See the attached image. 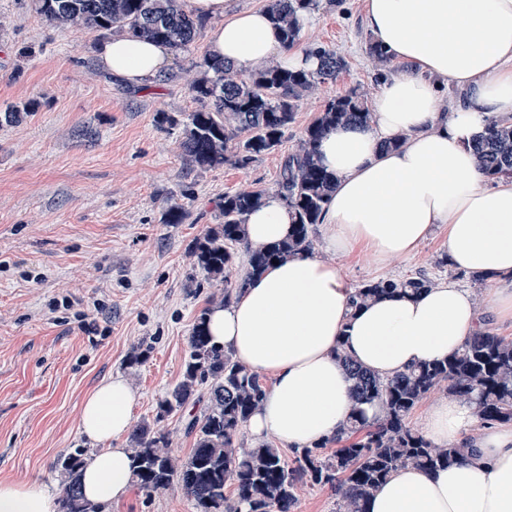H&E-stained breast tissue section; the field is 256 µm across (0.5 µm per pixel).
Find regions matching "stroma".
<instances>
[{
	"mask_svg": "<svg viewBox=\"0 0 512 512\" xmlns=\"http://www.w3.org/2000/svg\"><path fill=\"white\" fill-rule=\"evenodd\" d=\"M216 27L206 21L188 50L171 54V81L131 86L101 70L96 31L51 25L35 0H0V112L33 101L23 122L0 126V479L62 485L58 459L93 451L81 432L86 395L122 375L136 399L133 423L168 436L187 457L184 415L160 416L180 379L192 326L217 286L193 272L190 251L217 224L224 193L278 191L288 151L324 103L358 89L375 100L378 65L368 56L364 0H336L309 14L299 48L321 44L347 69L304 99L279 150L246 167L190 168L179 128L197 103L189 85ZM182 221L168 223L170 207ZM443 228L409 258L378 262L333 255L349 286L417 271L457 281L488 311L495 282L455 277L438 262ZM108 512H195L179 485L130 488Z\"/></svg>",
	"mask_w": 512,
	"mask_h": 512,
	"instance_id": "1",
	"label": "stroma"
}]
</instances>
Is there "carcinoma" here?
I'll return each instance as SVG.
<instances>
[{
	"mask_svg": "<svg viewBox=\"0 0 512 512\" xmlns=\"http://www.w3.org/2000/svg\"><path fill=\"white\" fill-rule=\"evenodd\" d=\"M39 12L56 27L81 32L100 30L159 42L179 52L191 44L204 21L186 11L181 0H38ZM320 0H269L267 10L283 46L300 40L304 16L319 9ZM319 57L318 70H288L273 64L244 75L233 66L206 56L200 77L191 85L199 108L181 120L160 113L159 121L182 126L180 148L186 163L207 171L224 165L245 167L276 150L300 103L318 85L333 82L347 69L345 59L323 45L309 48ZM36 103L0 112V125L21 122ZM372 120L365 94L352 91L327 101L305 128L280 170L278 191L288 205L293 232L272 245L253 247L244 235L247 215L266 197L265 191L241 188L224 193L222 222L196 240L194 265L222 286L212 304H225L259 275L272 260L309 253L313 226L320 223L335 184L320 166V140L345 124ZM481 168L490 179L512 177V122L492 117L488 134L477 147ZM248 253L245 271L235 276L237 248ZM434 281L424 274L383 278L354 288V301L364 305L395 292L418 294ZM207 311L197 317L181 380L160 403L165 415L204 403L200 414L187 419L193 448L186 459L172 454L168 438L146 423L134 426L129 450L132 480L149 494L180 484L197 512H293L307 485L327 486L336 495V512H367L373 492L406 465L434 470L464 459L463 445L439 447L408 422L416 406L444 384L448 394L475 406L482 424L512 423V338L478 326L447 358L411 367L390 377L364 370L345 353L340 358L354 379V406L336 438L299 451L290 466L281 451L268 444L244 448L237 436L268 389L260 375L249 371L224 348L210 341ZM381 408L368 421L363 406ZM336 449L326 454L328 445ZM84 449L60 457L57 469L63 494L60 512H101L86 501L79 482ZM233 487V496L225 494Z\"/></svg>",
	"mask_w": 512,
	"mask_h": 512,
	"instance_id": "carcinoma-1",
	"label": "carcinoma"
}]
</instances>
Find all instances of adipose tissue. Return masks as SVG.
<instances>
[{"mask_svg":"<svg viewBox=\"0 0 512 512\" xmlns=\"http://www.w3.org/2000/svg\"><path fill=\"white\" fill-rule=\"evenodd\" d=\"M225 0H191L215 20L212 56L239 71L272 62L316 70L317 57L284 48L267 12L224 14ZM376 44L400 63L374 102L369 125L331 131L319 145L336 190L322 215L326 252L385 261L414 255L436 225L447 230L450 268L496 282L495 316L512 323V179L487 184L475 142L489 117L512 119V0H364ZM101 66L135 85L166 71L167 47L110 36ZM462 87L465 104L446 107L443 86ZM283 200L268 196L245 224L250 245L288 237ZM331 261L305 253L269 265L230 303L212 307L215 344L271 387L247 427L256 440L305 448L332 439L352 407L347 353L386 377L448 357L477 329L474 295L446 282L416 297L391 296L356 307ZM135 392L122 376L100 383L81 408L83 433L98 445L85 458V498L107 505L126 497L130 451L118 443L131 425ZM432 443H468L462 462L400 468L370 498L367 512H512V423L479 426L473 404L448 396L428 412ZM39 481L0 480V512H58Z\"/></svg>","mask_w":512,"mask_h":512,"instance_id":"obj_1","label":"adipose tissue"}]
</instances>
